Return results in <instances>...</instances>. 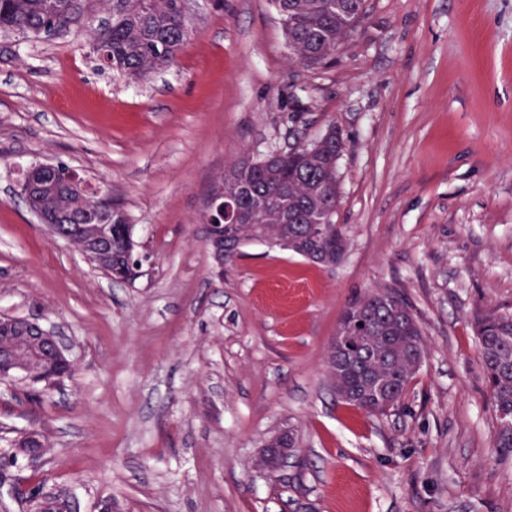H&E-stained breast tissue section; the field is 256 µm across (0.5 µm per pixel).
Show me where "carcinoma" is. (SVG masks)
I'll use <instances>...</instances> for the list:
<instances>
[{
	"instance_id": "1",
	"label": "carcinoma",
	"mask_w": 512,
	"mask_h": 512,
	"mask_svg": "<svg viewBox=\"0 0 512 512\" xmlns=\"http://www.w3.org/2000/svg\"><path fill=\"white\" fill-rule=\"evenodd\" d=\"M280 16L288 63L320 68L336 58L364 14L365 0H271ZM92 29V47L108 52L105 64L131 80L171 66L191 36L183 0H0V31L57 36L71 27ZM344 139L336 127L319 139L299 142L261 159L243 157L224 167L217 183L224 195L245 185L238 223L224 225V260L253 241L288 249L320 266H335L347 251L336 223L338 161ZM48 180L58 187L40 206L64 221L102 219L99 186L60 162ZM132 228L112 208V279L129 271L124 243ZM491 401L498 420L497 445L512 448V311L495 308L475 322ZM425 354L421 326L412 307L391 293L374 291L343 311L327 353V372L337 398L379 414L402 398ZM267 448L297 447L292 428L273 435ZM39 484L17 499L36 512H54L53 498L38 499Z\"/></svg>"
}]
</instances>
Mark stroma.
<instances>
[{
	"instance_id": "35a3bbf8",
	"label": "stroma",
	"mask_w": 512,
	"mask_h": 512,
	"mask_svg": "<svg viewBox=\"0 0 512 512\" xmlns=\"http://www.w3.org/2000/svg\"><path fill=\"white\" fill-rule=\"evenodd\" d=\"M174 64L133 81L84 30L0 34V316L61 337L73 373L38 398L0 381V507L36 475L74 512H512L475 319L512 306V0H366L326 67H288L269 0H195ZM336 126L348 250L320 266L260 242L218 267L217 175ZM106 185L140 275L115 282L49 234L22 174ZM409 302L425 358L401 402L340 401L325 370L353 300ZM298 434L277 475L265 441Z\"/></svg>"
}]
</instances>
